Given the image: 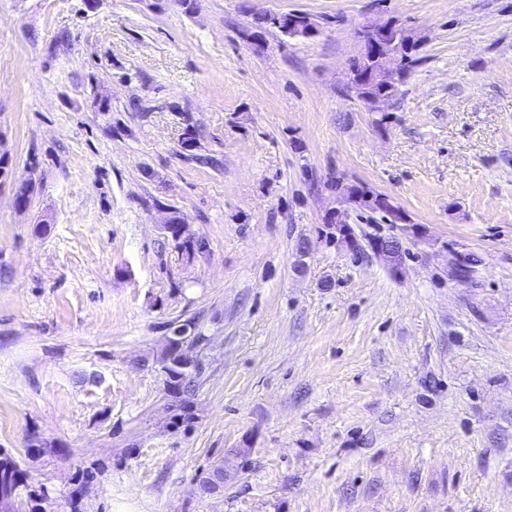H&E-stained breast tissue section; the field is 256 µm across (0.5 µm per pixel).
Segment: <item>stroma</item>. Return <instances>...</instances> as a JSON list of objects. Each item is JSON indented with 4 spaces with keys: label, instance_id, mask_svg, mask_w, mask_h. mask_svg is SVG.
Masks as SVG:
<instances>
[{
    "label": "stroma",
    "instance_id": "obj_1",
    "mask_svg": "<svg viewBox=\"0 0 512 512\" xmlns=\"http://www.w3.org/2000/svg\"><path fill=\"white\" fill-rule=\"evenodd\" d=\"M241 3L0 0V451L36 512H512V0H255L320 28L258 45ZM387 22L418 61L369 109ZM341 183L404 221L337 243ZM362 55L363 53L361 52L359 59L355 63L352 62L349 67L348 74L350 75V83L366 85L365 95L367 97L377 96L383 93H389L384 90V85L382 82H375L370 79L371 76L366 75L364 72H361L359 64ZM176 354L179 356L180 363L175 364L172 368L175 372H186L190 375L202 369L201 350L198 348L186 343V345H180L177 348Z\"/></svg>",
    "mask_w": 512,
    "mask_h": 512
}]
</instances>
